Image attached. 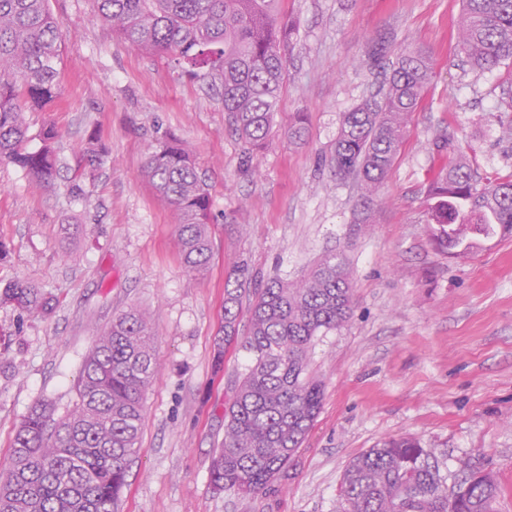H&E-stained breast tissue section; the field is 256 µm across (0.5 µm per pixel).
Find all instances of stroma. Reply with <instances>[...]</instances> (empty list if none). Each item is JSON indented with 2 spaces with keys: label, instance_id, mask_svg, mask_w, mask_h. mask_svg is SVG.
Instances as JSON below:
<instances>
[{
  "label": "stroma",
  "instance_id": "stroma-1",
  "mask_svg": "<svg viewBox=\"0 0 512 512\" xmlns=\"http://www.w3.org/2000/svg\"><path fill=\"white\" fill-rule=\"evenodd\" d=\"M60 28L58 100L28 113L30 147L55 126L60 172L34 186L0 162V288L22 279L51 294L46 316L0 304V472L30 410L63 417L95 339L135 307L154 320L160 371L144 396L141 451L120 512H336L347 464L378 441L418 437L447 455L496 472L498 512H512V238L464 260L432 244L422 222L425 184L448 141L481 177L512 172V142L499 118L512 65L477 71L457 51L461 0H283L293 22L287 78L267 147L246 159L220 86L131 47L93 21V0H48ZM388 60L417 44L432 53L433 78L369 213L357 221V188L323 160L341 112L375 94V44ZM307 116L295 144L288 126ZM97 133L109 157L71 186L78 148ZM186 141L210 188L212 254L206 270L182 263L179 216L145 178L149 149L166 135ZM340 255L355 307L325 333L310 370L324 384L321 412L286 471L252 496L214 493L212 455L224 439V406L246 351L214 355L224 289L234 263L261 278L294 280L316 259Z\"/></svg>",
  "mask_w": 512,
  "mask_h": 512
}]
</instances>
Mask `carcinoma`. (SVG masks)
Here are the masks:
<instances>
[{"mask_svg": "<svg viewBox=\"0 0 512 512\" xmlns=\"http://www.w3.org/2000/svg\"><path fill=\"white\" fill-rule=\"evenodd\" d=\"M94 18L145 53L187 65L195 78L219 79L224 111L254 150L269 137L286 77L290 26L282 0H94ZM58 29L46 0H0V161L46 187L57 176L54 142L28 148L26 111L60 96ZM458 46L465 62L491 71L512 60V0H463ZM432 76L426 51L407 46L386 89L339 117L328 165L339 179L360 185L358 206L368 213L393 167L409 119ZM432 168L423 214L435 247L464 259L482 243L512 234V173L481 182L474 169L444 155ZM81 177H94L108 156L96 133L80 147ZM146 173L160 199L180 217L177 241L185 266L199 271L212 252L211 198L192 150L167 135L149 152ZM235 287L224 293V344L237 341L250 362L224 410V441L212 456L215 493L250 496L265 490L305 442L322 404V384L309 371L315 340L342 328L354 306L345 263L327 255L297 280L256 281L233 266ZM255 284L246 335L239 336L243 287ZM32 316L52 312V297L24 280L0 289V303ZM158 373L152 318L131 308L112 319L85 360L69 413L54 418L47 404L17 428L12 465L0 479V512H117L138 448L144 394ZM439 453L410 436L389 438L346 467L336 512H494L502 494L498 474H468L448 486Z\"/></svg>", "mask_w": 512, "mask_h": 512, "instance_id": "obj_1", "label": "carcinoma"}]
</instances>
